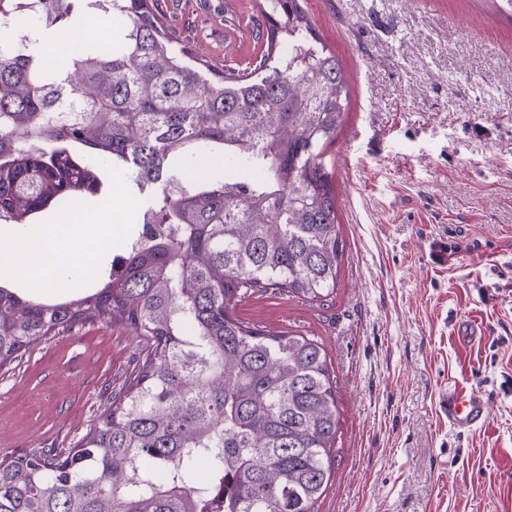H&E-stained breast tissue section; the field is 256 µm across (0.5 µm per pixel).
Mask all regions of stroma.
<instances>
[{
	"mask_svg": "<svg viewBox=\"0 0 512 512\" xmlns=\"http://www.w3.org/2000/svg\"><path fill=\"white\" fill-rule=\"evenodd\" d=\"M351 85L325 154L345 244L318 307L255 295L245 321L321 343L340 431L319 512H512V21L491 0H300ZM172 35L221 69H253L256 0H155ZM101 167L99 196L140 228L141 200ZM476 325L481 338L461 330ZM144 339L104 322L34 342L0 374V454L73 447L112 406ZM461 386L489 417L461 434L439 396Z\"/></svg>",
	"mask_w": 512,
	"mask_h": 512,
	"instance_id": "35a3bbf8",
	"label": "stroma"
}]
</instances>
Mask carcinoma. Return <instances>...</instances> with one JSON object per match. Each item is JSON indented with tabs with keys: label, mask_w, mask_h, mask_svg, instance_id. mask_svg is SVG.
Masks as SVG:
<instances>
[{
	"label": "carcinoma",
	"mask_w": 512,
	"mask_h": 512,
	"mask_svg": "<svg viewBox=\"0 0 512 512\" xmlns=\"http://www.w3.org/2000/svg\"><path fill=\"white\" fill-rule=\"evenodd\" d=\"M253 70L185 61L151 0H0V223L69 216L123 171L144 220L96 286L45 303L3 284L0 371L87 322L148 345L112 409L67 450L0 457V512H318L332 477L336 380L319 343L247 324L270 290L322 305L344 252L324 164L348 111L336 53L299 0H263ZM109 16L118 34L57 64L49 31ZM218 155L236 172L194 169Z\"/></svg>",
	"instance_id": "cac0c4a2"
}]
</instances>
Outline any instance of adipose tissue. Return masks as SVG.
Masks as SVG:
<instances>
[{"instance_id": "obj_1", "label": "adipose tissue", "mask_w": 512, "mask_h": 512, "mask_svg": "<svg viewBox=\"0 0 512 512\" xmlns=\"http://www.w3.org/2000/svg\"><path fill=\"white\" fill-rule=\"evenodd\" d=\"M120 233V225L108 219L66 226L34 224L0 239V268L40 293L88 274L101 245Z\"/></svg>"}]
</instances>
